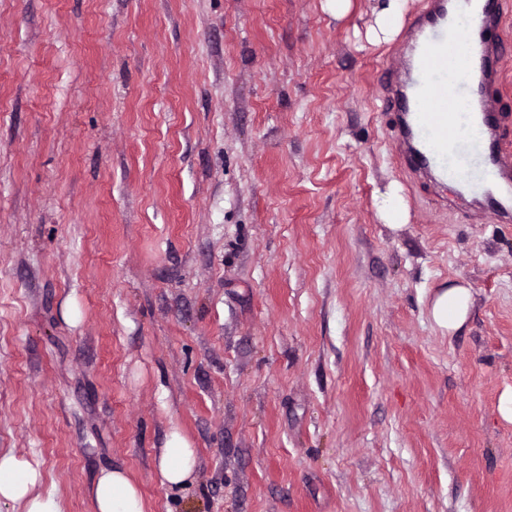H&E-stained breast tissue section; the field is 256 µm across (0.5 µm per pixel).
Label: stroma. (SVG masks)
<instances>
[{"label": "stroma", "mask_w": 512, "mask_h": 512, "mask_svg": "<svg viewBox=\"0 0 512 512\" xmlns=\"http://www.w3.org/2000/svg\"><path fill=\"white\" fill-rule=\"evenodd\" d=\"M335 3L0 0V451L65 512H512V223L407 169L388 0ZM471 305L470 288L464 285H452L439 293L432 304V317L448 333H455L467 321ZM156 465L162 484L171 487L185 485L195 473L194 448H190L177 432H173L165 447L159 448ZM95 512H145L142 494L123 470H104L93 490Z\"/></svg>", "instance_id": "1"}]
</instances>
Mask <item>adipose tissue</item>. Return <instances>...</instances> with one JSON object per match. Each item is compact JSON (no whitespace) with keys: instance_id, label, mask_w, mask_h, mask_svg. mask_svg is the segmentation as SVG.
Wrapping results in <instances>:
<instances>
[{"instance_id":"adipose-tissue-1","label":"adipose tissue","mask_w":512,"mask_h":512,"mask_svg":"<svg viewBox=\"0 0 512 512\" xmlns=\"http://www.w3.org/2000/svg\"><path fill=\"white\" fill-rule=\"evenodd\" d=\"M471 291L452 285L439 293L432 304L434 321L448 332H456L467 321ZM157 470L162 483L182 486L192 480L196 457L193 448L179 435L171 434L160 448ZM95 512H144L142 494L123 470L102 471L93 490ZM20 505L22 512H64L54 487L46 485L37 465L13 452H0V502Z\"/></svg>"}]
</instances>
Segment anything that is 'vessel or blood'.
Listing matches in <instances>:
<instances>
[{"instance_id": "b4317fda", "label": "vessel or blood", "mask_w": 512, "mask_h": 512, "mask_svg": "<svg viewBox=\"0 0 512 512\" xmlns=\"http://www.w3.org/2000/svg\"><path fill=\"white\" fill-rule=\"evenodd\" d=\"M506 40L498 0H428L407 23L383 92L406 163L462 188L512 221V150L499 138Z\"/></svg>"}]
</instances>
